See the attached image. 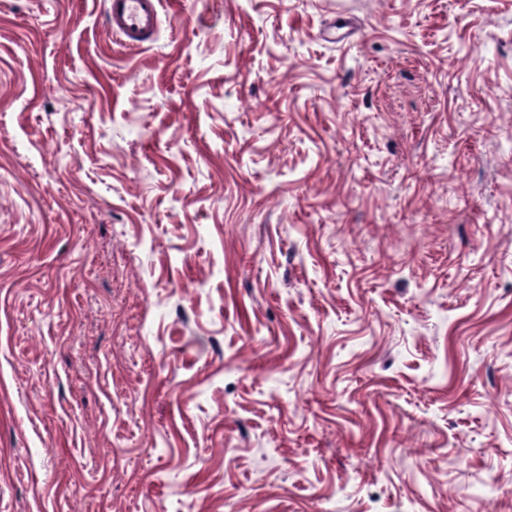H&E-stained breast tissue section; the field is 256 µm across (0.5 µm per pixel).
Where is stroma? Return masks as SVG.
Wrapping results in <instances>:
<instances>
[{"label": "stroma", "mask_w": 512, "mask_h": 512, "mask_svg": "<svg viewBox=\"0 0 512 512\" xmlns=\"http://www.w3.org/2000/svg\"><path fill=\"white\" fill-rule=\"evenodd\" d=\"M0 0V512H512V0ZM112 32L126 42L144 43L160 22L159 0H108Z\"/></svg>", "instance_id": "stroma-1"}]
</instances>
